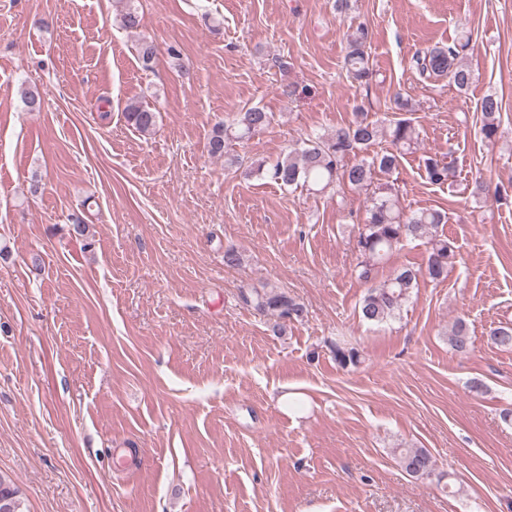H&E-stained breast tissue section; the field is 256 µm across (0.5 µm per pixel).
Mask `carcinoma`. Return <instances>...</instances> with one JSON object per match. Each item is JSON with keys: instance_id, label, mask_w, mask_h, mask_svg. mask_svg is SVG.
I'll use <instances>...</instances> for the list:
<instances>
[{"instance_id": "1", "label": "carcinoma", "mask_w": 512, "mask_h": 512, "mask_svg": "<svg viewBox=\"0 0 512 512\" xmlns=\"http://www.w3.org/2000/svg\"><path fill=\"white\" fill-rule=\"evenodd\" d=\"M120 22L130 31L142 27V17L132 7L131 0H124ZM369 40L368 29L357 26L347 34L344 68L352 82L369 86L373 70L369 64L366 48ZM472 38L462 34L448 45H435L414 57V66L423 79L443 77L458 90L467 89L474 81L472 70L465 64ZM139 60L146 69L152 68L156 57L153 42L142 38L138 48ZM481 133L492 141L503 135L499 112L501 102L493 95L485 96L480 103ZM124 115L128 123L143 134H150L157 124V113L140 102L131 101ZM273 115L260 107L248 108L239 113L233 123L219 125L210 139V152L224 155L225 143L241 141L255 132L268 128ZM382 130L378 122L368 119L361 110L348 125L328 133L310 137L299 147L283 154L270 166L253 163L245 169V176L267 177L283 188L302 187L322 193L335 184H344L354 190L366 192L369 205L366 218L358 229L356 248L358 278L370 284L364 296L359 316L362 320L381 324L396 316L403 303L416 287L420 274L433 281H442L448 275V267L458 258L455 243L448 236L439 233L438 227L446 223V214L435 209H421L407 213L401 207L395 183L378 179V174L388 175L399 165V160L418 144L419 133L409 119H399L390 127L391 148L363 158L354 163L347 158L376 144ZM427 179L442 185L454 177L451 166L439 159L428 156L424 159ZM426 240L428 256L425 270L409 266L396 269L383 282H375V271L389 255L409 240ZM246 305L260 314H272L278 318L272 330L274 334L285 333L282 320L298 322L304 318L302 304L285 291L264 285L252 288L242 294ZM489 340L497 347L512 349V325H500L489 331ZM451 348L461 354L469 352L471 342L467 323L458 319L448 338ZM336 363L346 368L360 362L359 351L338 342L333 346ZM397 462L401 469L412 477L429 478L435 475L436 462L424 448H398ZM0 512H22L21 491L15 482L0 474Z\"/></svg>"}]
</instances>
